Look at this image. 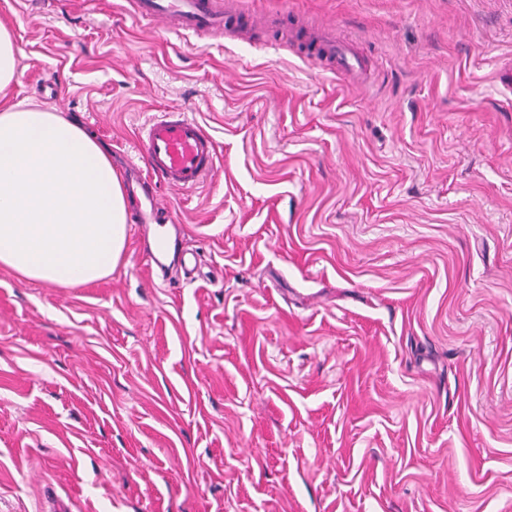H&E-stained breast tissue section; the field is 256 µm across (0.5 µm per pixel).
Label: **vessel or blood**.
<instances>
[{"label": "vessel or blood", "instance_id": "1", "mask_svg": "<svg viewBox=\"0 0 512 512\" xmlns=\"http://www.w3.org/2000/svg\"><path fill=\"white\" fill-rule=\"evenodd\" d=\"M137 18L162 24L174 33L223 32L228 23L222 0H133ZM309 55L325 58L333 73L353 76L363 72L364 61L348 43L334 34L308 35ZM138 153L157 182L176 190H192L212 182L219 171L216 144L205 127L189 112L178 110L151 116L137 136ZM164 207L154 204L151 214L134 211V224L154 223L157 248L167 237L157 221Z\"/></svg>", "mask_w": 512, "mask_h": 512}]
</instances>
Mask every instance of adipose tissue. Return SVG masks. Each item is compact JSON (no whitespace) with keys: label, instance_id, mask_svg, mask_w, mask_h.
<instances>
[{"label":"adipose tissue","instance_id":"ef3b65f1","mask_svg":"<svg viewBox=\"0 0 512 512\" xmlns=\"http://www.w3.org/2000/svg\"><path fill=\"white\" fill-rule=\"evenodd\" d=\"M17 64L0 23V268L59 286L95 282L124 257L125 186L79 122L13 98Z\"/></svg>","mask_w":512,"mask_h":512}]
</instances>
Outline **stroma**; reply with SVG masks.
<instances>
[{"mask_svg":"<svg viewBox=\"0 0 512 512\" xmlns=\"http://www.w3.org/2000/svg\"><path fill=\"white\" fill-rule=\"evenodd\" d=\"M207 40L130 0H0L14 92L126 174L185 109L216 179L158 200L194 279L0 269V512H512V0H223ZM324 28L370 67L303 57Z\"/></svg>","mask_w":512,"mask_h":512,"instance_id":"obj_1","label":"stroma"}]
</instances>
